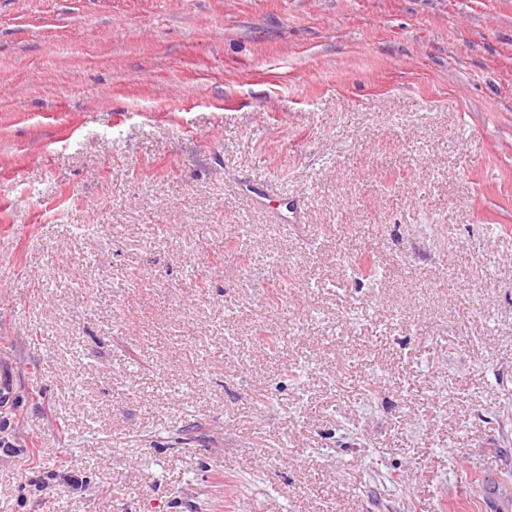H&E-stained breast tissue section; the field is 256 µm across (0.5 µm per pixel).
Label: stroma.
Wrapping results in <instances>:
<instances>
[{
  "label": "stroma",
  "instance_id": "obj_1",
  "mask_svg": "<svg viewBox=\"0 0 512 512\" xmlns=\"http://www.w3.org/2000/svg\"><path fill=\"white\" fill-rule=\"evenodd\" d=\"M0 386V512H501L512 0H0Z\"/></svg>",
  "mask_w": 512,
  "mask_h": 512
}]
</instances>
